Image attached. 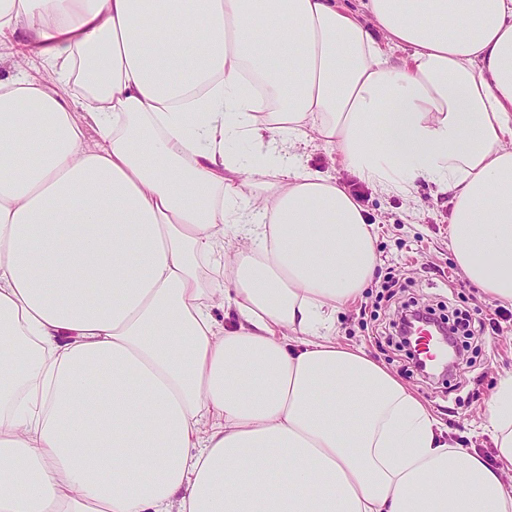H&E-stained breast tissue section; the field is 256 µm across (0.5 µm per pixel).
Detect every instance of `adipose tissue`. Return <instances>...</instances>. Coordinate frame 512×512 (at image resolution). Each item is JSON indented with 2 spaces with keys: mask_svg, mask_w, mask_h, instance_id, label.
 <instances>
[{
  "mask_svg": "<svg viewBox=\"0 0 512 512\" xmlns=\"http://www.w3.org/2000/svg\"><path fill=\"white\" fill-rule=\"evenodd\" d=\"M18 54L0 512H512V372L490 461L336 342L373 226L297 153L449 194L462 275L512 303V0H0Z\"/></svg>",
  "mask_w": 512,
  "mask_h": 512,
  "instance_id": "1",
  "label": "adipose tissue"
}]
</instances>
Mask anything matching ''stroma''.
Listing matches in <instances>:
<instances>
[{
  "mask_svg": "<svg viewBox=\"0 0 512 512\" xmlns=\"http://www.w3.org/2000/svg\"><path fill=\"white\" fill-rule=\"evenodd\" d=\"M299 154L303 165L355 189L375 229L379 258L375 278L362 297L337 313V342L363 348L407 385L441 421L446 438L475 446L484 457L494 458L496 450L484 431L482 409L500 374L512 371V321L473 338L471 353L457 358L450 384L425 378L407 349L388 343L380 333L395 309L383 283L395 274L405 286L401 299L416 298L421 307L442 315L462 308L475 321L494 315L497 301L468 284L448 249L447 196L425 183L411 200L382 195L333 163L320 143L300 148Z\"/></svg>",
  "mask_w": 512,
  "mask_h": 512,
  "instance_id": "35a3bbf8",
  "label": "stroma"
}]
</instances>
